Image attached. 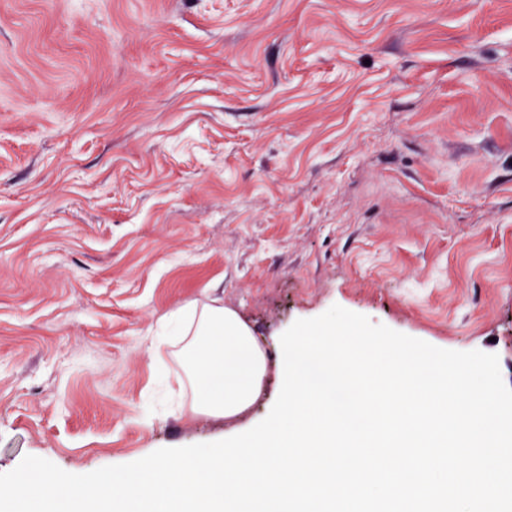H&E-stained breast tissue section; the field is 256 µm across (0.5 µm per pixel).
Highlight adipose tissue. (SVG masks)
<instances>
[{"mask_svg":"<svg viewBox=\"0 0 512 512\" xmlns=\"http://www.w3.org/2000/svg\"><path fill=\"white\" fill-rule=\"evenodd\" d=\"M173 346L193 387L196 413L234 419L254 403L266 354L241 317L218 302L171 315Z\"/></svg>","mask_w":512,"mask_h":512,"instance_id":"adipose-tissue-1","label":"adipose tissue"}]
</instances>
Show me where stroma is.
Instances as JSON below:
<instances>
[{"mask_svg": "<svg viewBox=\"0 0 512 512\" xmlns=\"http://www.w3.org/2000/svg\"><path fill=\"white\" fill-rule=\"evenodd\" d=\"M217 297L267 354L238 421L153 356ZM334 305L512 386V0H0V473L261 422Z\"/></svg>", "mask_w": 512, "mask_h": 512, "instance_id": "1", "label": "stroma"}]
</instances>
